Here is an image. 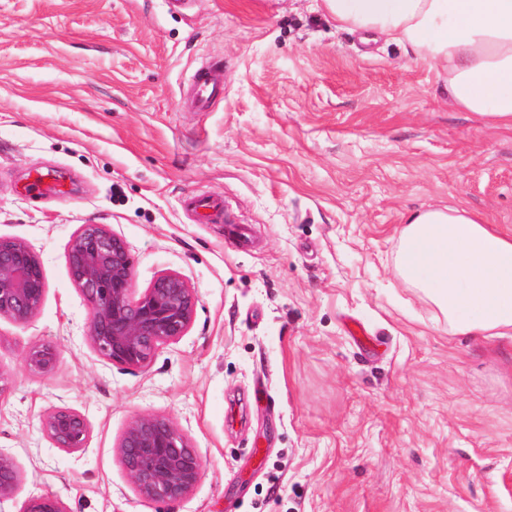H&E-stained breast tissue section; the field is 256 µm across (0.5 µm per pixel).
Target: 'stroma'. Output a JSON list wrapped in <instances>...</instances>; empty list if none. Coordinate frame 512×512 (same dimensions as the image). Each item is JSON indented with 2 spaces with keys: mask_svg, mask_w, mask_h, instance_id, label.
Listing matches in <instances>:
<instances>
[{
  "mask_svg": "<svg viewBox=\"0 0 512 512\" xmlns=\"http://www.w3.org/2000/svg\"><path fill=\"white\" fill-rule=\"evenodd\" d=\"M209 57L223 99L180 108ZM37 168L73 198L26 193ZM193 193L223 196L254 247L193 223ZM448 206L512 230V127L315 0H0V236L47 284L27 324L0 319V449L19 469L0 512L46 493L67 512H512V340L449 333L396 268L409 219ZM83 224L126 241L136 289L175 272L195 291L188 334L147 369L85 340L66 263ZM37 342L50 374L23 364ZM63 405L90 423L82 451L42 430ZM144 413L202 458L181 499L139 497L121 463ZM23 361L30 372L48 374L54 369L56 350L49 344L35 343L27 349Z\"/></svg>",
  "mask_w": 512,
  "mask_h": 512,
  "instance_id": "stroma-1",
  "label": "stroma"
}]
</instances>
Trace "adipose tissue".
Returning <instances> with one entry per match:
<instances>
[{
  "mask_svg": "<svg viewBox=\"0 0 512 512\" xmlns=\"http://www.w3.org/2000/svg\"><path fill=\"white\" fill-rule=\"evenodd\" d=\"M337 25L384 35L447 76L448 102L512 126V0H321ZM400 275L448 329L512 338V230L430 209L401 232Z\"/></svg>",
  "mask_w": 512,
  "mask_h": 512,
  "instance_id": "obj_1",
  "label": "adipose tissue"
}]
</instances>
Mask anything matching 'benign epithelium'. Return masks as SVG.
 Listing matches in <instances>:
<instances>
[{"label": "benign epithelium", "mask_w": 512, "mask_h": 512, "mask_svg": "<svg viewBox=\"0 0 512 512\" xmlns=\"http://www.w3.org/2000/svg\"><path fill=\"white\" fill-rule=\"evenodd\" d=\"M68 272L90 310L87 340L108 363L123 369L149 367L158 348L187 335L197 296L176 273H163L139 292L126 242L104 224H83L70 239ZM46 294L43 266L24 241L0 236V319L28 323L40 310ZM25 367L48 374L56 350L44 343L31 345ZM43 429L56 448L77 452L87 447L91 428L83 414L57 406L43 419ZM122 464L135 492L150 501L180 499L189 494L202 472V459L186 435L170 420L136 416L118 443ZM19 478L10 455L0 451V499L10 495ZM22 512H67L54 494L29 499Z\"/></svg>", "instance_id": "benign-epithelium-1"}]
</instances>
